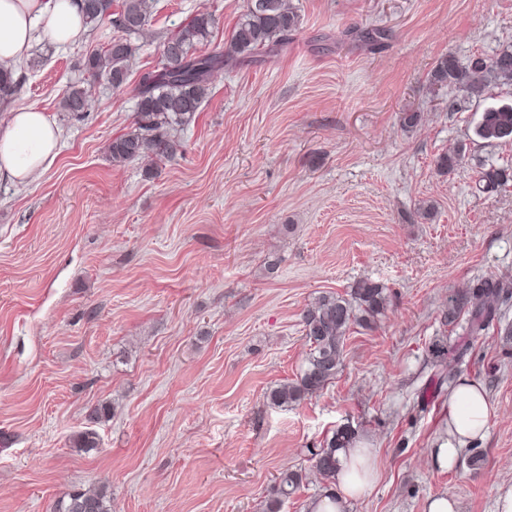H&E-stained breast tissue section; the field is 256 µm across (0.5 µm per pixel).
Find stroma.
Listing matches in <instances>:
<instances>
[{
  "instance_id": "stroma-1",
  "label": "stroma",
  "mask_w": 512,
  "mask_h": 512,
  "mask_svg": "<svg viewBox=\"0 0 512 512\" xmlns=\"http://www.w3.org/2000/svg\"><path fill=\"white\" fill-rule=\"evenodd\" d=\"M293 2V39L215 75L169 159L116 165L106 147L132 126L164 38L208 12L207 47H223L245 0H158L120 92L85 82L109 24L64 47L41 39L38 66L16 68L0 120L33 105L62 138L35 183L0 181V512H52L99 483L112 512H263L285 469L303 479L280 512H309L329 484L308 451L347 425L374 448L377 479L344 512H425L439 495L494 512L512 484V337L494 326L471 337L447 383H432L435 343L460 342L443 320L451 297L512 276V182L480 183L482 164L512 165V143L474 134L512 89L478 99L427 83L441 56L512 44V0ZM375 28L385 37L373 46L363 35ZM73 83L88 87L80 119L61 108ZM413 111L424 120L403 132ZM460 144L463 164L439 173ZM422 200L434 206L425 220ZM366 277L390 296L376 327L351 328L321 393L270 405L309 351L306 304ZM462 376L495 412L448 471L432 450ZM88 429L97 449L74 448Z\"/></svg>"
}]
</instances>
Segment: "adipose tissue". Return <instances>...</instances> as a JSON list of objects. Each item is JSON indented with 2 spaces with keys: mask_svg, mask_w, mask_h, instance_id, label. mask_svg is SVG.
Listing matches in <instances>:
<instances>
[{
  "mask_svg": "<svg viewBox=\"0 0 512 512\" xmlns=\"http://www.w3.org/2000/svg\"><path fill=\"white\" fill-rule=\"evenodd\" d=\"M85 34L77 0H0V65L30 57L41 38L66 46ZM60 136L56 122L41 109L12 108L7 120L0 122V179L19 186L34 183L54 163ZM492 415L484 388L459 378L448 396V437L435 449L439 466L454 468L461 450L484 436ZM376 477L372 449H351L336 477L334 497L315 499L310 512H341V502L359 496Z\"/></svg>",
  "mask_w": 512,
  "mask_h": 512,
  "instance_id": "adipose-tissue-1",
  "label": "adipose tissue"
}]
</instances>
